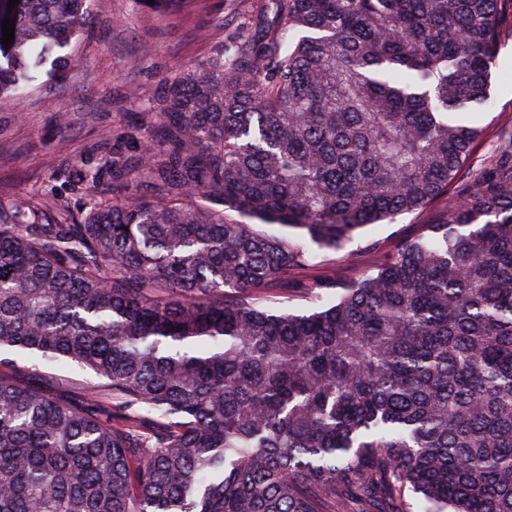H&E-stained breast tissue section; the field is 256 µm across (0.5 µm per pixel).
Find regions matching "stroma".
Instances as JSON below:
<instances>
[{"instance_id":"1","label":"stroma","mask_w":512,"mask_h":512,"mask_svg":"<svg viewBox=\"0 0 512 512\" xmlns=\"http://www.w3.org/2000/svg\"><path fill=\"white\" fill-rule=\"evenodd\" d=\"M261 0H192L183 11L162 12L154 0H90V16L60 80L39 78L27 96L0 104V197L20 204L40 203V190L82 209L86 190L67 178L72 160L88 159L90 146L111 133L126 114L138 111L149 96L162 93V80L180 65L210 60L216 47L236 34L242 16ZM493 111L480 115L485 129L473 155L482 166L512 134V35L502 43L491 76ZM72 116L69 127L58 128L55 112ZM446 198L427 209L404 214L392 224H373L365 238L392 243L433 223L445 210ZM375 264L358 243L340 253L320 255L314 266L296 271L299 279L322 278L334 271L360 276ZM15 373L49 393L76 398L84 390L104 391L105 379L68 361L47 362L15 353Z\"/></svg>"}]
</instances>
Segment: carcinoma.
Listing matches in <instances>:
<instances>
[{"label":"carcinoma","instance_id":"1","mask_svg":"<svg viewBox=\"0 0 512 512\" xmlns=\"http://www.w3.org/2000/svg\"><path fill=\"white\" fill-rule=\"evenodd\" d=\"M8 2L0 98L88 20ZM507 19L265 0L74 163L81 211L0 202V351L112 390L52 397L0 357V512H512V138L470 170ZM450 187L438 223L364 242L372 272L291 278Z\"/></svg>","mask_w":512,"mask_h":512}]
</instances>
